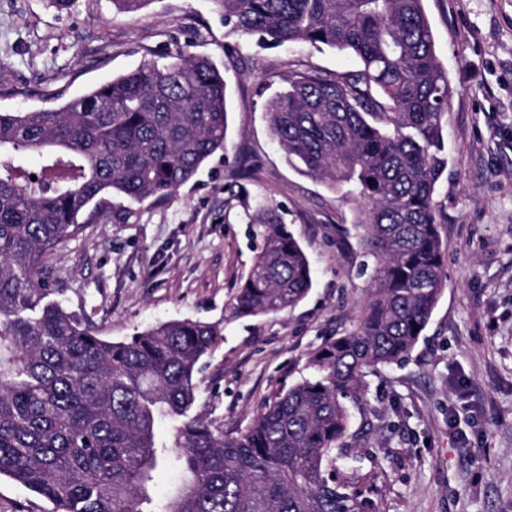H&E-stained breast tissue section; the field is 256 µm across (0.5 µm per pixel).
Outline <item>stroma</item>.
Segmentation results:
<instances>
[{
  "mask_svg": "<svg viewBox=\"0 0 512 512\" xmlns=\"http://www.w3.org/2000/svg\"><path fill=\"white\" fill-rule=\"evenodd\" d=\"M448 73V171L436 199L447 286L402 363L370 372L352 428L379 512H512V0H424ZM209 57L230 89L227 150L162 201L122 204L60 245L58 301L118 341L157 323L219 325L195 410L242 433L311 354L352 331L371 285L352 231L359 202L288 164L266 100L282 74L345 72L357 61L305 43L261 45L224 22L221 0H0V110L59 99L174 50ZM275 209L311 263L296 308L237 318L256 257L245 198Z\"/></svg>",
  "mask_w": 512,
  "mask_h": 512,
  "instance_id": "35a3bbf8",
  "label": "stroma"
}]
</instances>
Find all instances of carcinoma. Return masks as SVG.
<instances>
[{"label": "carcinoma", "mask_w": 512, "mask_h": 512, "mask_svg": "<svg viewBox=\"0 0 512 512\" xmlns=\"http://www.w3.org/2000/svg\"><path fill=\"white\" fill-rule=\"evenodd\" d=\"M424 0H222L224 23L262 42L355 57V71L295 72L266 102L288 163L360 201L353 229L372 288L350 333L311 356L236 437L190 415L217 327L160 322L114 341L52 299L57 247L112 199L172 197L226 150L228 86L204 56L143 62L56 109L0 112V477L54 512H377L375 475H342L369 369L408 357L446 286L438 184L448 74ZM36 156L40 170L27 168ZM36 179H31V175ZM259 251L232 303L278 314L312 288L309 258L254 201ZM172 424L160 441L155 426ZM182 481L167 496L154 472Z\"/></svg>", "instance_id": "carcinoma-1"}]
</instances>
